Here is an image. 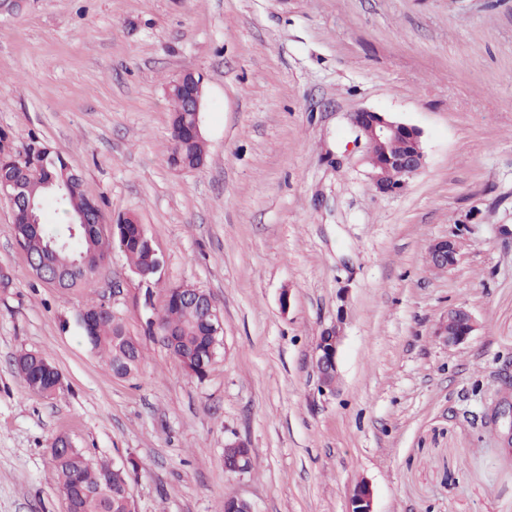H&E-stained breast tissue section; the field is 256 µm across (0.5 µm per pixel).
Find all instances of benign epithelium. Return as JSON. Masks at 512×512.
I'll return each mask as SVG.
<instances>
[{
  "mask_svg": "<svg viewBox=\"0 0 512 512\" xmlns=\"http://www.w3.org/2000/svg\"><path fill=\"white\" fill-rule=\"evenodd\" d=\"M352 123L368 145L365 162L370 168L373 187L380 193H395L403 188L406 180L417 174L424 165V151L421 144L422 133L413 126L400 122L382 112L363 110L356 113ZM0 193L11 204L24 203L32 219L40 220L35 213L37 206L30 197L28 187L4 170H0ZM460 253V240L453 235L432 243L428 249V260L438 270H448L455 266ZM188 304L197 309L208 323L213 342L209 349L206 366H211L220 344L219 336L224 332L223 316L209 297H188ZM476 329L472 313L464 307L448 310L439 323L436 335L444 337L450 346L466 342ZM343 338L342 321L324 328L317 339L312 369L322 389L334 392L338 382L337 356ZM252 458L249 445L240 438L225 444L224 468L229 473L245 474L251 470ZM350 512H373L372 491L367 483L356 484L351 496Z\"/></svg>",
  "mask_w": 512,
  "mask_h": 512,
  "instance_id": "7a95c632",
  "label": "benign epithelium"
}]
</instances>
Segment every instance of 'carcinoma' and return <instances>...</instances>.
<instances>
[{"label": "carcinoma", "instance_id": "obj_1", "mask_svg": "<svg viewBox=\"0 0 512 512\" xmlns=\"http://www.w3.org/2000/svg\"><path fill=\"white\" fill-rule=\"evenodd\" d=\"M173 102V146L168 163L176 169H197L205 159V144L194 131L196 113L186 111V98L179 93L173 94ZM29 147L35 150L33 159L18 160L9 135L0 131V169L5 168L23 179L39 204L56 203L66 217V223L50 225L42 221L33 224L28 213L17 207L13 213L14 237L22 242L28 256L43 263V268L47 269L56 263L50 250L51 239L68 230V222L73 220L76 212H84L88 223L75 236L77 245L73 251L84 256L87 267L77 274L67 275L64 288L88 287L112 243L111 236L102 234L104 221L99 204L84 193L81 175L60 151L36 139L29 143ZM121 224V236L117 241L130 266L139 272L150 268L154 256L146 241L137 234V221L125 218ZM179 290L178 286L169 290L166 306L157 314L154 324L170 335L167 345L170 353L189 373L203 378L205 373L198 370V362L209 347V329L198 313L179 302ZM80 322L86 339L104 355L114 376L125 378L137 370L143 356L141 345L126 334L119 318L92 303L85 308ZM16 363L29 390L50 395L60 387L61 374L44 355L22 353ZM50 453L53 476L61 492L73 500L74 512H132L131 497L125 494L127 472L112 475V486L108 487L103 481L106 462L93 460L80 448L61 450L55 442Z\"/></svg>", "mask_w": 512, "mask_h": 512}]
</instances>
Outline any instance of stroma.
<instances>
[{"label": "stroma", "instance_id": "stroma-1", "mask_svg": "<svg viewBox=\"0 0 512 512\" xmlns=\"http://www.w3.org/2000/svg\"><path fill=\"white\" fill-rule=\"evenodd\" d=\"M205 92L203 165L180 170L170 82ZM422 132L404 188L371 185L355 112ZM0 130L81 173L106 223L143 224L163 261L143 286L112 247L91 287L33 275L0 199V512H67L61 435L129 469L135 512H512V0H23L0 13ZM460 235L458 263H428ZM210 294L223 343L187 374L149 320L169 288ZM109 306L144 357L112 375L86 340ZM462 306L463 344L435 330ZM344 322L335 393L311 357ZM48 356L63 383L14 367ZM248 442L252 469L224 471ZM460 248V240L457 235L435 241L428 249L430 265L438 270L450 269L458 261ZM31 352L20 354L16 363L27 387L32 392L50 395L61 385V374L58 368L44 355ZM224 447V468L227 472L242 475L251 470V451L246 441L236 437Z\"/></svg>", "mask_w": 512, "mask_h": 512}]
</instances>
